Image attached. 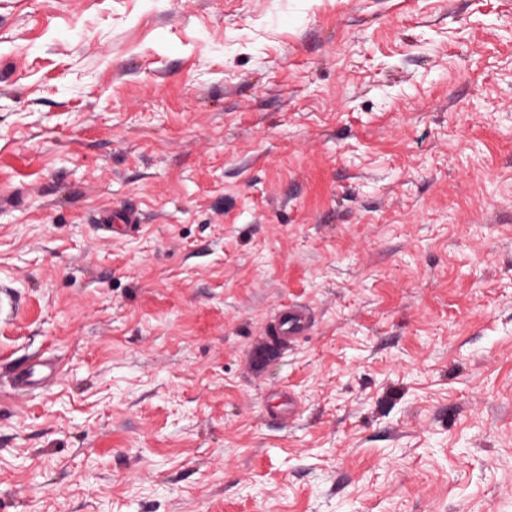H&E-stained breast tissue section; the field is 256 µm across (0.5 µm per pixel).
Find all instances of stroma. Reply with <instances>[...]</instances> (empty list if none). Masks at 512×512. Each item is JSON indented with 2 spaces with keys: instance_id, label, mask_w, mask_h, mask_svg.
<instances>
[{
  "instance_id": "35a3bbf8",
  "label": "stroma",
  "mask_w": 512,
  "mask_h": 512,
  "mask_svg": "<svg viewBox=\"0 0 512 512\" xmlns=\"http://www.w3.org/2000/svg\"><path fill=\"white\" fill-rule=\"evenodd\" d=\"M0 512H512V0H0ZM272 331L282 339L306 335L312 327V315L306 308L284 304L275 314ZM54 373L52 363L33 364L17 377L21 385H46L51 382Z\"/></svg>"
}]
</instances>
